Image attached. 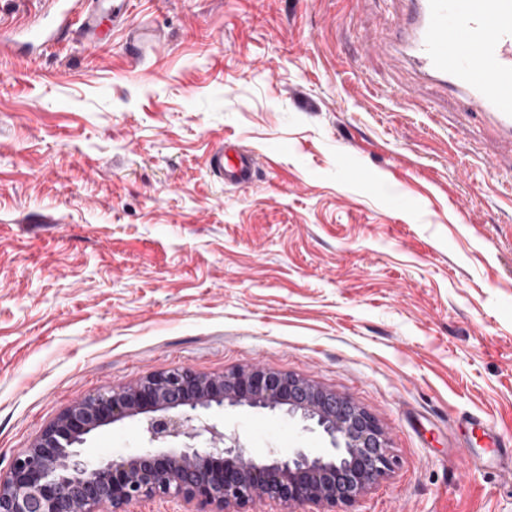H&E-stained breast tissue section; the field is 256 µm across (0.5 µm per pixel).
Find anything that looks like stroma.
I'll list each match as a JSON object with an SVG mask.
<instances>
[{"mask_svg": "<svg viewBox=\"0 0 512 512\" xmlns=\"http://www.w3.org/2000/svg\"><path fill=\"white\" fill-rule=\"evenodd\" d=\"M401 9L133 0L104 47L74 26L0 53L1 471L76 400L260 364L386 431L394 469L351 512H512V475L462 424L512 437V177L499 142L458 136L455 96L377 49ZM144 21L160 38L135 58ZM227 138L259 157L249 187L209 172ZM208 418L255 457L331 446L279 409ZM146 445L126 419L79 451Z\"/></svg>", "mask_w": 512, "mask_h": 512, "instance_id": "obj_1", "label": "stroma"}]
</instances>
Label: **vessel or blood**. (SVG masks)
I'll return each mask as SVG.
<instances>
[{"label": "vessel or blood", "mask_w": 512, "mask_h": 512, "mask_svg": "<svg viewBox=\"0 0 512 512\" xmlns=\"http://www.w3.org/2000/svg\"><path fill=\"white\" fill-rule=\"evenodd\" d=\"M407 10L391 28V48L409 58L420 79L458 97L483 121L486 135L512 145V0H405ZM81 10L84 43L92 48L104 40V23L118 27L126 16L115 7L110 17L80 0L68 10ZM68 11H53L48 23L20 30L0 26V48L43 47L63 39L70 30ZM210 171L225 185L249 184L256 155L232 144L209 157Z\"/></svg>", "instance_id": "1"}]
</instances>
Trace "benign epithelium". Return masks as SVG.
Instances as JSON below:
<instances>
[{
	"label": "benign epithelium",
	"mask_w": 512,
	"mask_h": 512,
	"mask_svg": "<svg viewBox=\"0 0 512 512\" xmlns=\"http://www.w3.org/2000/svg\"><path fill=\"white\" fill-rule=\"evenodd\" d=\"M284 408L322 428L333 454L256 459L234 432L207 421L212 407ZM143 421L148 448L89 465L78 445L127 418ZM384 430L354 401L314 381L260 365L219 376L176 368L69 406L0 474V512H112L141 497L216 505L266 500L350 504L392 470Z\"/></svg>",
	"instance_id": "benign-epithelium-1"
}]
</instances>
